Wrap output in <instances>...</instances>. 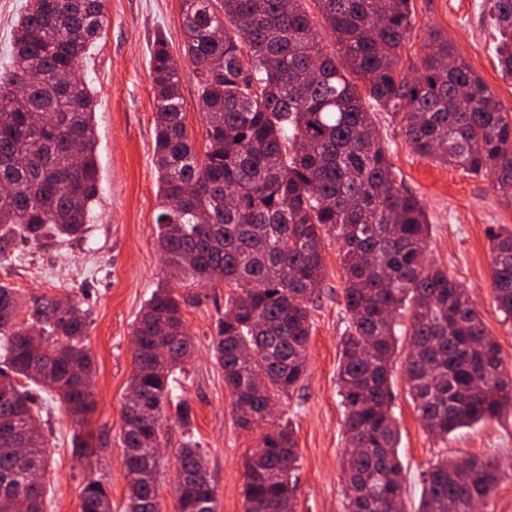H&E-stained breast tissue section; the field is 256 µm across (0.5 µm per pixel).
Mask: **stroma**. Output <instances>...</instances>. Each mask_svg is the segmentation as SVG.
Here are the masks:
<instances>
[{
    "instance_id": "1",
    "label": "stroma",
    "mask_w": 512,
    "mask_h": 512,
    "mask_svg": "<svg viewBox=\"0 0 512 512\" xmlns=\"http://www.w3.org/2000/svg\"><path fill=\"white\" fill-rule=\"evenodd\" d=\"M411 38L400 68L418 73L429 29L448 38L496 99L512 111V81L503 79L493 56L489 0H412ZM164 37L181 70L186 125L197 148L205 146L197 82L184 54L181 0H107V22L80 67L97 103V165L100 193L83 239L36 247L18 245L0 261V283L24 300L71 294L90 315L88 348L94 362V409L83 425L43 395L35 407L48 438L45 512H79L78 488L100 479L112 494V512H124L126 471L121 448L122 412L133 370L132 331L136 318L160 283L193 295L183 317L193 341L189 373L177 387L191 406V427L163 423L165 460L160 483L162 512H174L175 454L186 436L201 445L217 487V512H243L244 462L269 424L291 422L299 460L293 473L295 512H345L341 466L346 448L344 413L337 394L340 339L345 329V269L340 243L324 241L326 277L312 298V334L305 378L282 397L270 423L239 425L224 374L213 357L216 325L231 294L223 281L197 286L174 279L158 249L159 197L154 165V90L150 51ZM378 133L404 188L417 196L431 224L429 255L464 288L488 333L512 364V325L504 323L492 296L490 230L512 227V206L503 203L488 178L442 165L416 154L400 127L377 109ZM400 336L390 385L392 414L399 429L404 467V510L420 498L422 474L442 457L494 455L500 463L497 489L483 512H512V411L462 428L441 439L426 432L409 395ZM87 436L90 457L73 450V434Z\"/></svg>"
}]
</instances>
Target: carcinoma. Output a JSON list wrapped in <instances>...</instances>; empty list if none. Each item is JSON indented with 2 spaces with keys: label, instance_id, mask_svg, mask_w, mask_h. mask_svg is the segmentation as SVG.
Segmentation results:
<instances>
[{
  "label": "carcinoma",
  "instance_id": "cac0c4a2",
  "mask_svg": "<svg viewBox=\"0 0 512 512\" xmlns=\"http://www.w3.org/2000/svg\"><path fill=\"white\" fill-rule=\"evenodd\" d=\"M182 0L185 55L194 66L205 151L190 138L180 68L165 39L150 55L155 99L157 245L201 283L233 289L218 320L214 357L239 423L270 417L269 402L304 379L309 304L325 277L322 242L341 243L347 278L338 366L347 512H388L403 495L390 366L400 317L410 336L405 370L423 427L447 437L512 408V369L467 291L427 254L421 201L398 183L368 103L400 118L421 157L491 180L512 204V114L455 47L431 32L421 75L399 71L412 30L410 0ZM498 68L512 79V0H492ZM105 0H33L16 28L12 71L0 80V258L84 237L98 193L94 101L87 85L67 96L56 76L77 68L101 35ZM339 47L326 50L320 28ZM497 308L512 321V229L490 239ZM25 319L18 320L19 316ZM41 333L29 334L32 320ZM89 312L69 294L23 301L0 283V512H44L46 435L28 385L83 420L94 405L85 352ZM138 344L125 405V512H161L164 412L190 424L174 394L192 355L181 302L156 288L134 326ZM28 428L27 454L14 427ZM174 512H216L217 489L189 437L176 455ZM298 448L289 424L261 437L245 465L244 512H294ZM494 458L439 459L422 474L416 512H475L499 481ZM81 512H112L97 479L80 488Z\"/></svg>",
  "mask_w": 512,
  "mask_h": 512
}]
</instances>
